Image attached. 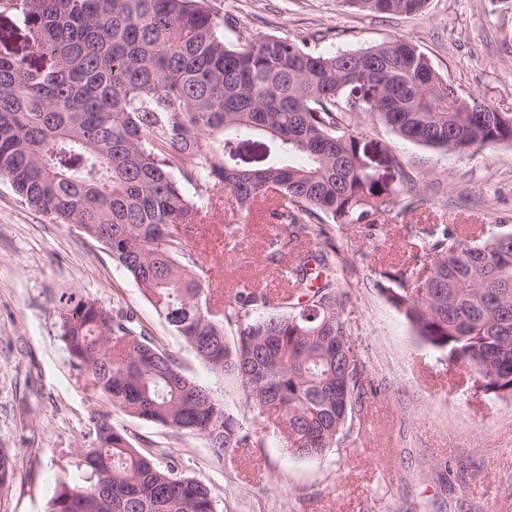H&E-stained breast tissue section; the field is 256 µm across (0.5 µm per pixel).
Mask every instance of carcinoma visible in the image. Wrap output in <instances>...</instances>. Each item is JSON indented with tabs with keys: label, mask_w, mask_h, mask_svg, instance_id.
Returning a JSON list of instances; mask_svg holds the SVG:
<instances>
[{
	"label": "carcinoma",
	"mask_w": 512,
	"mask_h": 512,
	"mask_svg": "<svg viewBox=\"0 0 512 512\" xmlns=\"http://www.w3.org/2000/svg\"><path fill=\"white\" fill-rule=\"evenodd\" d=\"M426 3L340 0L368 15ZM4 12L41 64L0 51V176L32 209L100 242L184 347L239 381L289 452L339 447L377 388L345 314L354 263L327 229L424 205L376 176L358 119L464 153L512 142V114L475 111L405 39L326 53L241 26L210 0H0ZM235 140L255 145L252 161L227 150ZM226 200L232 215L263 209L276 225L263 252L281 284L238 288L227 304L190 245ZM409 234L424 250L417 265L376 269L375 286L475 390L512 399V230L468 241L446 224H411ZM54 314L77 378L108 406L199 437L219 461L262 445L130 311L69 289ZM75 455L80 482L62 484L50 512H217L207 484L144 453L109 411L90 417ZM13 472L0 448V488Z\"/></svg>",
	"instance_id": "obj_1"
}]
</instances>
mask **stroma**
Returning a JSON list of instances; mask_svg holds the SVG:
<instances>
[{"label": "stroma", "mask_w": 512, "mask_h": 512, "mask_svg": "<svg viewBox=\"0 0 512 512\" xmlns=\"http://www.w3.org/2000/svg\"><path fill=\"white\" fill-rule=\"evenodd\" d=\"M213 5L263 33L317 38L321 50L412 41L463 94L512 114V0H428L417 16L356 14L337 0ZM360 129L372 142L380 178L400 170L418 185L424 205L414 221L452 224L477 239L512 228V143L457 154L406 141L370 115ZM221 230L218 223L207 226L201 261L219 277L225 299L244 281L277 289L262 254L270 225H241L231 251ZM335 237L360 257L349 281L353 340L381 387L356 442L303 459L269 433L262 446L219 462L200 438L118 411L113 421L158 462L177 463L205 481L218 512H512V400L475 392L467 372L422 343L371 280L374 268L412 261L405 221L385 222L372 237L352 224ZM66 288L130 309L227 412L261 427L238 381L210 372L183 347L102 244L29 208L0 177V447L16 458L13 477L0 490V512H49L60 482L77 481L74 450L91 414L105 407L77 381L54 335L51 296ZM441 461L451 468L445 480Z\"/></svg>", "instance_id": "35a3bbf8"}]
</instances>
